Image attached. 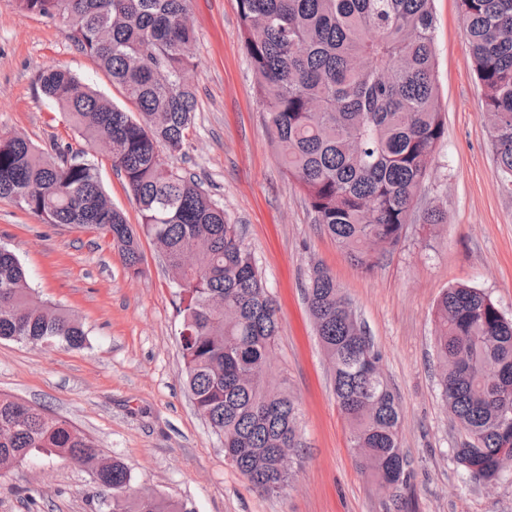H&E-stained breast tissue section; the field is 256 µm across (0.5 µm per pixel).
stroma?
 I'll return each instance as SVG.
<instances>
[{"label": "stroma", "instance_id": "35a3bbf8", "mask_svg": "<svg viewBox=\"0 0 512 512\" xmlns=\"http://www.w3.org/2000/svg\"><path fill=\"white\" fill-rule=\"evenodd\" d=\"M440 107L437 144L411 224L372 269L353 262L314 224L305 195L281 167L239 36L237 0H191L197 107L185 154L171 166L194 173L244 228L280 327L268 382L298 403L302 446L280 496L258 493L224 457L184 381L176 332L179 299L164 259L141 239V276L110 241L46 224L0 199V245L22 261L44 299L73 312L87 343L44 348L0 340V394L49 409L121 461L135 490L182 512H512V467L491 483L458 464L466 435L446 410L436 377L433 312L441 292L481 290L512 319V191L496 164L484 90L472 67L460 0H433ZM60 65L117 104L125 99L97 62L55 21L0 0V134L43 151L78 144L64 115L43 96L38 75ZM104 187L131 225L137 206L109 154L96 153ZM447 221L424 224L426 209ZM327 269L380 354L400 409L406 483L385 488L365 473L331 385V369L309 313L314 267ZM90 467L43 454L0 475V512H110L93 496Z\"/></svg>", "mask_w": 512, "mask_h": 512}]
</instances>
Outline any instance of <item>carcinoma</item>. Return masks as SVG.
<instances>
[{
	"instance_id": "obj_1",
	"label": "carcinoma",
	"mask_w": 512,
	"mask_h": 512,
	"mask_svg": "<svg viewBox=\"0 0 512 512\" xmlns=\"http://www.w3.org/2000/svg\"><path fill=\"white\" fill-rule=\"evenodd\" d=\"M64 24L133 109L70 71L39 75L42 93L78 134L55 156L18 135H0V198L47 224L89 227L110 238L126 268L141 273L139 234L162 250L183 305L179 332L185 384L222 441L225 458L268 496L290 482L302 447L298 405L253 378L269 369L279 332L275 301L242 225L195 176L170 168L194 123L190 72L195 36L189 0H16ZM477 79L494 120L498 169L512 187V0H461ZM239 32L278 158L304 191L314 223L358 264L396 246L437 143L440 112L432 0H238ZM112 143V166L137 205L140 231L112 205L91 151ZM191 251L195 265L183 267ZM307 303L333 371V392L352 447L378 481L407 480L400 406L368 357H380L334 277L317 267ZM439 386L454 420L477 442L455 449L486 483L512 466V320L482 291L446 289L436 306ZM0 339L80 348L87 336L63 306L41 298L19 258L0 245ZM44 451L95 469L94 495L112 512H180L144 498L119 461L43 408L0 395V474Z\"/></svg>"
}]
</instances>
